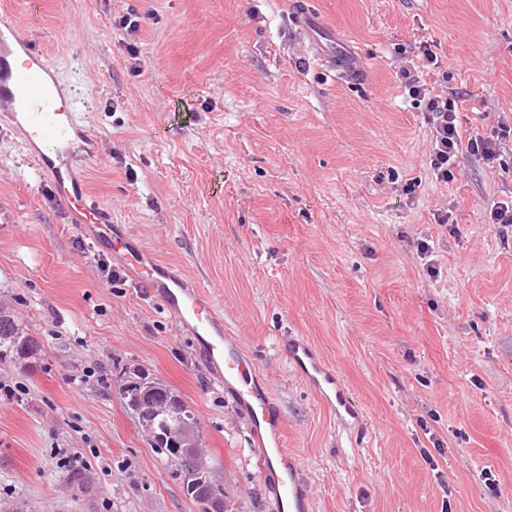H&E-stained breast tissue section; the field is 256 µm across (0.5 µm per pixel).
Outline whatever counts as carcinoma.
<instances>
[{
    "instance_id": "obj_1",
    "label": "carcinoma",
    "mask_w": 512,
    "mask_h": 512,
    "mask_svg": "<svg viewBox=\"0 0 512 512\" xmlns=\"http://www.w3.org/2000/svg\"><path fill=\"white\" fill-rule=\"evenodd\" d=\"M37 347L34 339L24 333L21 324L14 318L6 303L0 302V360L18 354L24 348ZM119 394L128 411L142 430L148 435L150 447L159 455L172 461L174 452L170 446L158 440V435L168 427H179L186 431L188 444L200 445L198 421L185 401L173 389L150 377L140 368L126 372V380L119 386ZM206 494L217 502L224 501V486L217 482L214 471L203 475Z\"/></svg>"
}]
</instances>
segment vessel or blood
<instances>
[{"instance_id": "vessel-or-blood-1", "label": "vessel or blood", "mask_w": 512, "mask_h": 512, "mask_svg": "<svg viewBox=\"0 0 512 512\" xmlns=\"http://www.w3.org/2000/svg\"><path fill=\"white\" fill-rule=\"evenodd\" d=\"M328 58L339 61L343 74L356 70L359 58L334 29L311 14L298 17ZM0 110L7 112L22 133L37 173L54 188L70 223L76 224L104 250L121 256L138 280L152 288L163 307L193 336L204 361L218 378L231 385L238 405L256 438L282 450L284 422L272 400L262 396L257 374L240 347L224 332V315L213 297L198 283L184 279L136 242L124 225L113 223L111 208L91 196L78 167L97 157V142L79 123L71 102L59 91L43 52L14 19L0 16ZM291 370L332 409L360 421L356 398L335 371L328 368L313 345L299 336L279 341ZM276 512H311V495L296 463L288 478L274 489Z\"/></svg>"}]
</instances>
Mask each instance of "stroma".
<instances>
[{
    "label": "stroma",
    "instance_id": "obj_1",
    "mask_svg": "<svg viewBox=\"0 0 512 512\" xmlns=\"http://www.w3.org/2000/svg\"><path fill=\"white\" fill-rule=\"evenodd\" d=\"M297 5L348 40L355 74L329 75ZM130 6L132 36L114 25ZM1 14L96 138L94 197L222 307L313 512H512V227L486 216L512 203V140L497 165L464 153L436 181L397 77L434 42L429 90L457 95L464 136H494L512 119V0H44L35 16L0 0ZM34 169L0 115V290L38 342L0 363L16 389L0 393V512H200L118 394L134 367L194 412L225 512H275L231 390ZM283 336L341 375L361 427L290 369Z\"/></svg>",
    "mask_w": 512,
    "mask_h": 512
}]
</instances>
